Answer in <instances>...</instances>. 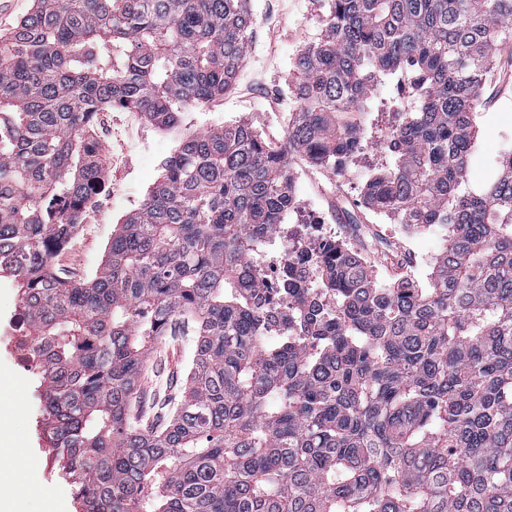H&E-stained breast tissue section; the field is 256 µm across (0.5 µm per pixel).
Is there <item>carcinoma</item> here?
I'll list each match as a JSON object with an SVG mask.
<instances>
[{
    "label": "carcinoma",
    "mask_w": 512,
    "mask_h": 512,
    "mask_svg": "<svg viewBox=\"0 0 512 512\" xmlns=\"http://www.w3.org/2000/svg\"><path fill=\"white\" fill-rule=\"evenodd\" d=\"M252 26L249 0H32L0 52V272L81 512H512V150L467 188L512 0H331L294 59L281 150L247 120L189 132L233 88ZM398 72L416 106L379 102L390 161L364 202L446 231L429 287L380 286L336 244L313 282L282 268L273 315L250 256L294 207L287 156H362L349 117ZM111 108L175 148L76 283L53 259L104 188L93 128ZM167 336L191 337L192 368L173 417L145 428L133 407Z\"/></svg>",
    "instance_id": "carcinoma-1"
}]
</instances>
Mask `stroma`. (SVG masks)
I'll return each instance as SVG.
<instances>
[{
    "mask_svg": "<svg viewBox=\"0 0 512 512\" xmlns=\"http://www.w3.org/2000/svg\"><path fill=\"white\" fill-rule=\"evenodd\" d=\"M255 24L235 91L221 106L194 112L197 132L204 133L239 118L248 119L275 147L286 144L287 121L298 103L292 94L297 73L296 52L318 37L329 11L328 0H251ZM479 132L469 161V185L479 190L498 174L500 155L512 149V55L502 54L485 84L477 108ZM371 142L364 161L352 165L348 177L326 169L310 173V164L292 155L289 165L297 181V199L318 210L325 223L350 229V245L365 250V265L381 284L407 277L404 247L435 258L444 242L435 229L414 233L404 240L391 222L360 206L372 167L385 165L388 155L380 147L388 118L379 112L358 117ZM94 137L105 167L106 190L95 196L89 222L55 257L57 271L81 281L102 263L112 236L124 215L136 209L160 174L162 160L172 142L141 113L113 108L96 123ZM18 300L17 283L0 275V398L15 400L19 408L6 422L25 458L24 472L31 487L34 512L42 503L58 512H78L75 488L60 473L42 433L41 389L35 374L22 361L13 321ZM186 337L168 338L155 349L142 377L140 407L146 418H162L181 397V385L190 360Z\"/></svg>",
    "mask_w": 512,
    "mask_h": 512,
    "instance_id": "35a3bbf8",
    "label": "stroma"
}]
</instances>
